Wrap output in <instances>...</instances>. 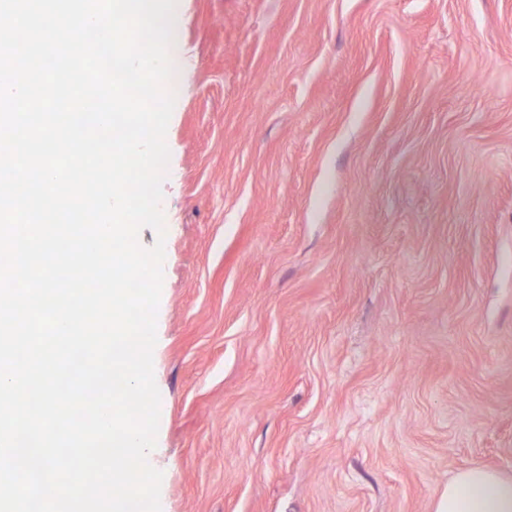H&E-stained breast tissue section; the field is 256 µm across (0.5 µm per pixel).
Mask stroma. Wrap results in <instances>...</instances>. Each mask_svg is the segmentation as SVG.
Wrapping results in <instances>:
<instances>
[{"mask_svg":"<svg viewBox=\"0 0 512 512\" xmlns=\"http://www.w3.org/2000/svg\"><path fill=\"white\" fill-rule=\"evenodd\" d=\"M162 512H434L512 473V0H177ZM435 512H512V474L486 466L458 469Z\"/></svg>","mask_w":512,"mask_h":512,"instance_id":"obj_1","label":"stroma"}]
</instances>
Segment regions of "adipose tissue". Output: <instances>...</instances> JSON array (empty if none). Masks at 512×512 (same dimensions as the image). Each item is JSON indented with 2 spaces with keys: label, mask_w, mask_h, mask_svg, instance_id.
<instances>
[{
  "label": "adipose tissue",
  "mask_w": 512,
  "mask_h": 512,
  "mask_svg": "<svg viewBox=\"0 0 512 512\" xmlns=\"http://www.w3.org/2000/svg\"><path fill=\"white\" fill-rule=\"evenodd\" d=\"M436 512H512V474L486 466L458 469Z\"/></svg>",
  "instance_id": "obj_1"
}]
</instances>
